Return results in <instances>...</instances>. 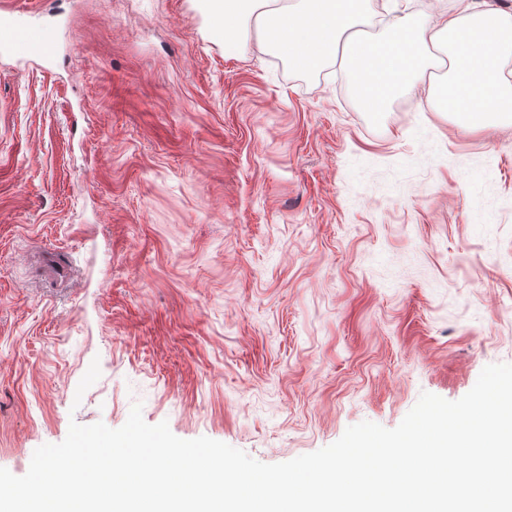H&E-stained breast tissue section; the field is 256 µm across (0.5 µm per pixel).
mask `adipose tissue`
Returning a JSON list of instances; mask_svg holds the SVG:
<instances>
[{
	"instance_id": "adipose-tissue-1",
	"label": "adipose tissue",
	"mask_w": 512,
	"mask_h": 512,
	"mask_svg": "<svg viewBox=\"0 0 512 512\" xmlns=\"http://www.w3.org/2000/svg\"><path fill=\"white\" fill-rule=\"evenodd\" d=\"M224 53L237 55L251 32L258 46L311 72L345 60L356 90L375 112L389 99L427 91V109L453 115L466 129L512 114V12L493 0H452L427 22L371 0H211ZM370 18L377 37L352 29Z\"/></svg>"
}]
</instances>
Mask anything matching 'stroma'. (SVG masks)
Returning <instances> with one entry per match:
<instances>
[{
    "label": "stroma",
    "mask_w": 512,
    "mask_h": 512,
    "mask_svg": "<svg viewBox=\"0 0 512 512\" xmlns=\"http://www.w3.org/2000/svg\"><path fill=\"white\" fill-rule=\"evenodd\" d=\"M0 8L57 35L0 51V467L137 402L281 463L512 363V121L225 56L208 0Z\"/></svg>",
    "instance_id": "obj_1"
}]
</instances>
